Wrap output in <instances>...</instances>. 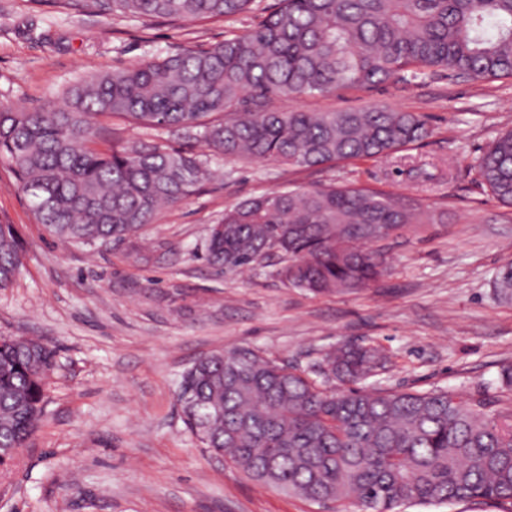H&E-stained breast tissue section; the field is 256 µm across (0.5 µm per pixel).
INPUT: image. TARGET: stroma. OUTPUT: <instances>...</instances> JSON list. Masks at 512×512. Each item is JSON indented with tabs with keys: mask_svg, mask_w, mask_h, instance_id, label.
Instances as JSON below:
<instances>
[{
	"mask_svg": "<svg viewBox=\"0 0 512 512\" xmlns=\"http://www.w3.org/2000/svg\"><path fill=\"white\" fill-rule=\"evenodd\" d=\"M274 2L230 20L174 25L80 15L55 0H0V100L28 110L55 104L92 72L223 41ZM374 103L426 115L430 134L394 155L336 168L222 162L221 178L143 230L139 252L127 241L93 250L52 239L0 162V221L14 225L23 246L21 274L0 288V338L38 339L56 351L40 426L0 469V512H362L352 501L318 504L261 484L200 448L176 394L183 371L205 353L245 348L304 367L339 343L363 342L388 356L387 387L443 388L512 408V393L497 383L512 363V300L492 288L512 262V207L471 169L512 129V79L436 74L326 97L274 96L267 107ZM333 179L415 197L443 221L391 244L388 275L354 293L316 295L270 267L224 274L203 259L225 208Z\"/></svg>",
	"mask_w": 512,
	"mask_h": 512,
	"instance_id": "35a3bbf8",
	"label": "stroma"
}]
</instances>
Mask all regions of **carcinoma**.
Returning <instances> with one entry per match:
<instances>
[{"label":"carcinoma","instance_id":"carcinoma-1","mask_svg":"<svg viewBox=\"0 0 512 512\" xmlns=\"http://www.w3.org/2000/svg\"><path fill=\"white\" fill-rule=\"evenodd\" d=\"M255 0H63L83 15L203 22L249 11ZM441 72L512 77V0H277L257 26L94 74L61 102L27 111L0 101V161L58 240L95 248L138 237L157 213L212 178L211 162L270 160L313 167L375 160L428 135L423 116L376 105L278 112L272 96L326 95ZM115 119L199 143L102 137ZM512 206V130L474 164ZM439 218L419 201L356 182L274 191L224 210L205 244L221 273L276 267L314 294L371 287L388 272L385 242L427 232ZM23 266L13 225L0 222V288ZM512 298V263L495 275ZM55 351L0 340V457L27 447L43 415ZM325 370L290 366L255 350L198 357L177 400L204 450L248 477L319 503L358 501L365 512L477 500L512 507V410L445 389L399 391L377 377L372 344L329 349Z\"/></svg>","mask_w":512,"mask_h":512}]
</instances>
